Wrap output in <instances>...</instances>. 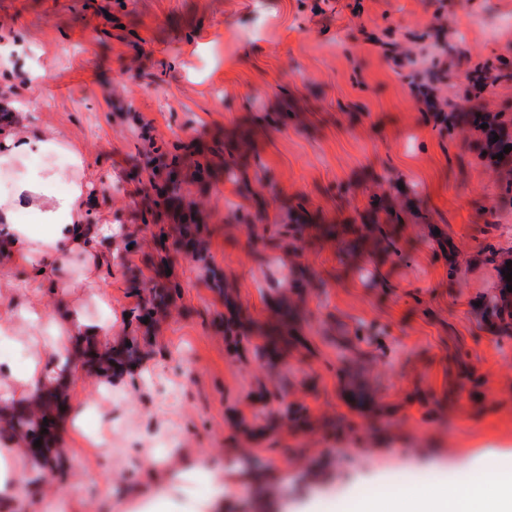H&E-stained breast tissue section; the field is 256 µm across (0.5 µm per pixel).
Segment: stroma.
Instances as JSON below:
<instances>
[{"label": "stroma", "mask_w": 512, "mask_h": 512, "mask_svg": "<svg viewBox=\"0 0 512 512\" xmlns=\"http://www.w3.org/2000/svg\"><path fill=\"white\" fill-rule=\"evenodd\" d=\"M496 16H512V0H0V48L18 40L21 65L46 71L20 100L41 131L63 132L90 158L95 218L139 232L131 250L116 235L103 274L113 339L137 305L133 279L180 286L145 364L165 388L116 383L102 405L101 379L75 370L87 429L105 423L107 441L72 449L59 437L69 477L44 484L39 503L138 512L146 473L135 460L170 427L182 437L165 455L174 512H207L199 456L224 470L223 512H347L385 489L512 470V335L484 306L498 282L487 244L512 253V198L476 129L428 111L381 48L425 53L445 112L468 102L512 112V78L467 95L476 66L512 59V25H485ZM158 146L209 164L185 186L208 228L205 261L152 264L153 233L179 221L148 188L143 156ZM245 186L249 224L229 210ZM377 223L399 254L351 251L362 225ZM294 224L295 250L284 236ZM272 286L285 300L301 294L307 347L270 372L237 354L220 298L257 334L269 328ZM347 342L360 384L390 408L381 419L342 391ZM280 394L308 427L245 437L239 422L261 429ZM245 464L264 488L241 475Z\"/></svg>", "instance_id": "stroma-1"}]
</instances>
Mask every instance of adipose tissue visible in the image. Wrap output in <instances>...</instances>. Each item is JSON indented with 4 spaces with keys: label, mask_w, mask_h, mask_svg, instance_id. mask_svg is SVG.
I'll return each instance as SVG.
<instances>
[{
    "label": "adipose tissue",
    "mask_w": 512,
    "mask_h": 512,
    "mask_svg": "<svg viewBox=\"0 0 512 512\" xmlns=\"http://www.w3.org/2000/svg\"><path fill=\"white\" fill-rule=\"evenodd\" d=\"M12 71L11 56H0V270L21 266L25 274L0 286V303L9 304L15 315L14 321L0 322V341L18 340L27 356L22 365L0 369V416L5 418L18 401L40 400L69 383L74 364L67 356L74 340L107 345V322L69 303V294H88L104 313L112 311L102 277L112 256L100 242L113 229L96 222L88 203L91 161L64 134L49 135L28 122ZM78 257L86 265L75 277L71 263ZM48 290L65 300L51 317L43 305ZM68 402L67 425L78 441L86 434L82 388L70 385ZM26 457L16 439L0 440V505L6 512H12L24 482L20 464ZM360 512H512V471L379 494Z\"/></svg>",
    "instance_id": "obj_1"
}]
</instances>
